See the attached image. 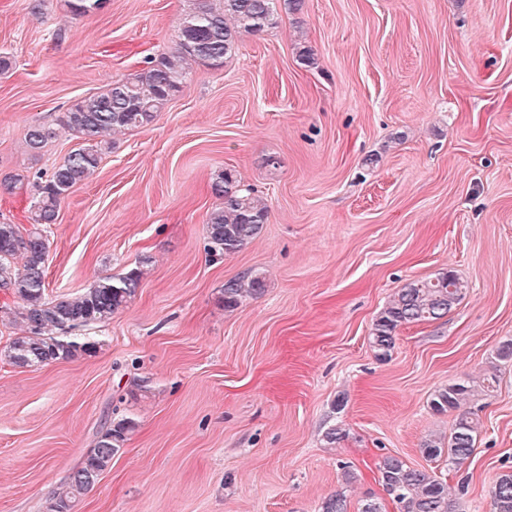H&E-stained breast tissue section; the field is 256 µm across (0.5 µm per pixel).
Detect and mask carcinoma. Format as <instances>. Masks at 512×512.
<instances>
[{"label": "carcinoma", "mask_w": 512, "mask_h": 512, "mask_svg": "<svg viewBox=\"0 0 512 512\" xmlns=\"http://www.w3.org/2000/svg\"><path fill=\"white\" fill-rule=\"evenodd\" d=\"M192 7L181 18L178 49L149 61L142 72L117 80L103 91L74 103L61 119L84 144L73 149L45 181L36 184L29 219L34 229L0 222V290L10 291L21 301L15 319L26 333L15 337L5 357L20 368H38L51 362L73 360L96 353L99 342L80 332L112 319L126 307L143 278L137 265L118 275L100 277L90 288L72 298L50 300L46 295V238L42 228L57 223L62 200L99 167L111 142L107 136L151 123L178 93L189 74V65L202 63L220 67L238 49L241 36L276 25V0H191ZM104 0H68L70 12L87 16L102 8ZM55 131L32 125L26 144L32 155L41 153ZM220 204L207 215L208 250L231 255L250 244L267 223L265 200L243 188L235 174L225 171L211 184ZM467 288L455 273L442 271L434 277L414 280L398 289L373 323L370 347L381 361L394 348L398 328L407 324L438 320L451 311ZM264 278L246 274L224 284V309L233 311L244 301L258 298ZM470 382L435 390L431 409L453 413L447 434H430L421 444L429 461H444L460 470L473 455L480 422L464 405L474 395ZM137 423L129 417L112 420L98 433L84 461L54 491L47 512H74L79 500L93 489L112 459L124 447ZM378 480L399 512H454L448 482L424 468L410 466L398 456L387 455L377 464ZM493 512H512V472L501 474L490 491ZM345 495L327 498L322 512H348Z\"/></svg>", "instance_id": "1"}]
</instances>
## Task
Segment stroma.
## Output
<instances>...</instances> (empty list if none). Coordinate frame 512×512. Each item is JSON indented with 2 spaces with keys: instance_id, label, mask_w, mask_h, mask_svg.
I'll list each match as a JSON object with an SVG mask.
<instances>
[{
  "instance_id": "obj_1",
  "label": "stroma",
  "mask_w": 512,
  "mask_h": 512,
  "mask_svg": "<svg viewBox=\"0 0 512 512\" xmlns=\"http://www.w3.org/2000/svg\"><path fill=\"white\" fill-rule=\"evenodd\" d=\"M189 6L107 0L77 17L66 0H0V222L26 224L38 177L79 147L64 112L174 52ZM38 123L56 135L35 158ZM227 169L269 217L223 256L206 219ZM46 236L48 298L144 275L92 329L95 355L36 369L4 357L22 330L0 290V512H46L122 417L137 429L77 512H321L339 491L350 512L370 496L398 512L380 458L426 466L422 440L454 419L431 410L434 391L494 371L467 404L474 453L448 477L455 512H492L512 470V363L496 359L512 340V0H303L114 135ZM446 269L464 298L400 327L378 360L369 334L390 297ZM254 272L263 294L226 312L225 281Z\"/></svg>"
}]
</instances>
